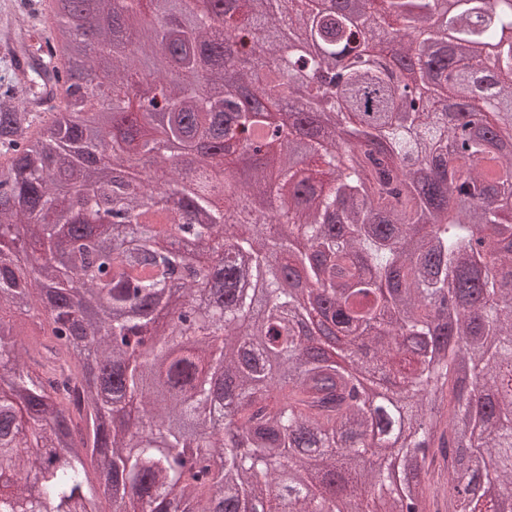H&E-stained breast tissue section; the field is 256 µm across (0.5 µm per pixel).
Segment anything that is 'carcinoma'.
Returning <instances> with one entry per match:
<instances>
[{
    "mask_svg": "<svg viewBox=\"0 0 512 512\" xmlns=\"http://www.w3.org/2000/svg\"><path fill=\"white\" fill-rule=\"evenodd\" d=\"M75 69L63 96L55 26L13 58L0 93V512H503L512 498V0H64ZM297 45L279 58L275 32ZM224 40L252 98L204 55ZM160 96L131 90L143 65ZM198 164L227 138L261 152L256 212L224 257L220 314L189 300L253 186L207 187L171 209L126 179L155 154L148 118ZM112 138L111 177L100 167ZM212 222L196 224L197 210ZM203 246L186 256L173 231ZM189 313L173 323V291ZM461 307L437 320L448 297ZM158 336L151 362L131 338ZM369 377L370 407L346 368ZM136 487V497L127 489Z\"/></svg>",
    "mask_w": 512,
    "mask_h": 512,
    "instance_id": "1",
    "label": "carcinoma"
}]
</instances>
